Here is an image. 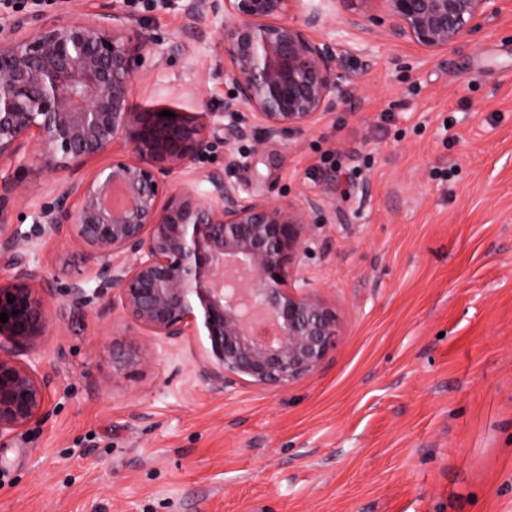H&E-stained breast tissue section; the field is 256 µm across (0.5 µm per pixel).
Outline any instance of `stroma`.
<instances>
[{"instance_id": "35a3bbf8", "label": "stroma", "mask_w": 512, "mask_h": 512, "mask_svg": "<svg viewBox=\"0 0 512 512\" xmlns=\"http://www.w3.org/2000/svg\"><path fill=\"white\" fill-rule=\"evenodd\" d=\"M59 22L117 8L161 55L134 99L156 110L223 109L231 84L219 33L165 0H25ZM336 15L313 29L345 72L311 127L235 143L242 196L320 201L291 259L337 317L323 365L285 389L217 393L196 367L204 339L138 336L152 364L112 376L113 341L133 330L100 300H51L32 350L52 379L44 415L0 439V512H512V8L430 53ZM79 169H34L32 210ZM46 284L87 268L70 240L33 254Z\"/></svg>"}]
</instances>
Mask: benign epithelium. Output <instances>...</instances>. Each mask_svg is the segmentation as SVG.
<instances>
[{"instance_id":"obj_1","label":"benign epithelium","mask_w":512,"mask_h":512,"mask_svg":"<svg viewBox=\"0 0 512 512\" xmlns=\"http://www.w3.org/2000/svg\"><path fill=\"white\" fill-rule=\"evenodd\" d=\"M357 1L339 0L341 23L365 30ZM388 34L439 52L498 14L508 0H383ZM301 0H192V17H224L226 75L234 94L215 112L134 107L136 73L154 39L133 19L103 12L66 24L38 15L0 26V163L19 170L55 164L78 168L123 143L91 176L57 187L54 201L33 213L50 235L80 246L90 260L65 285L70 306L111 295L137 327L177 343L202 336L207 359L196 375L221 393L239 381L286 388L313 374L339 336L336 313L318 294L289 284L291 256L307 250L306 207L243 197L219 169L198 166L226 133L225 167L236 165L234 142L247 136L241 111L272 135L312 126L333 105L342 66L336 47L316 39L323 10L303 26L288 21ZM183 182L172 187L169 177ZM208 189L200 191L201 183ZM17 184L0 181V215L17 202ZM34 244L22 225H0V439L44 414L51 378L29 357L43 334L54 289L31 265ZM17 315H12V311ZM154 357L136 341L112 343V376Z\"/></svg>"}]
</instances>
